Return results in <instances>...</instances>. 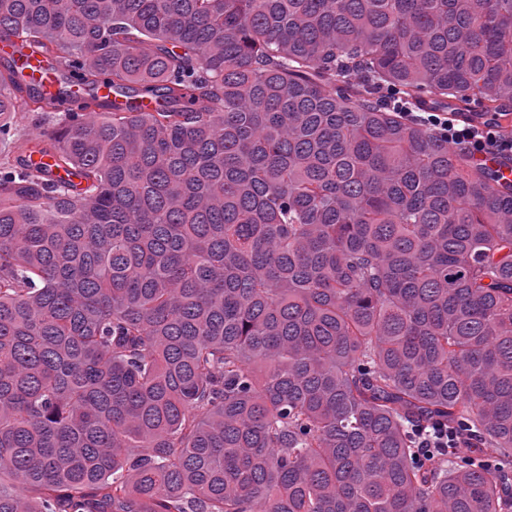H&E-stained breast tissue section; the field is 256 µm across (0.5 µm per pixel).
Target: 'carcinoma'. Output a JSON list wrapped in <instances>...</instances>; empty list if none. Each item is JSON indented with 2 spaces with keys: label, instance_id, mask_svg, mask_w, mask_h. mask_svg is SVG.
Wrapping results in <instances>:
<instances>
[{
  "label": "carcinoma",
  "instance_id": "cac0c4a2",
  "mask_svg": "<svg viewBox=\"0 0 512 512\" xmlns=\"http://www.w3.org/2000/svg\"><path fill=\"white\" fill-rule=\"evenodd\" d=\"M0 512H512V0H0ZM155 100L153 112L138 104ZM476 450L424 457L417 430ZM22 81L38 85L42 93L55 96L62 108L74 106L78 89L72 87L69 92L61 93L60 84L53 70L46 65L45 59L40 56H33L22 72ZM17 125L21 130L22 138L16 143L12 141L0 143V153L16 151L17 147L24 141L36 137L41 124L37 123L35 116L28 114V112H18ZM428 116H416L420 123L439 126L448 144L466 147L473 156L479 157L486 165L500 170L506 179H512L509 166H499L492 156L512 155V126L510 132L503 127L484 123L482 126L473 125L457 118L453 112H425Z\"/></svg>",
  "mask_w": 512,
  "mask_h": 512
}]
</instances>
